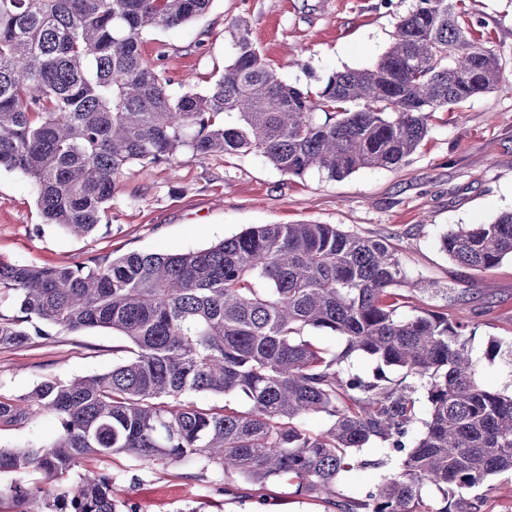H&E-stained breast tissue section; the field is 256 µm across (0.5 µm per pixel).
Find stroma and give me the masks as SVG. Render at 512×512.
Returning a JSON list of instances; mask_svg holds the SVG:
<instances>
[{
  "instance_id": "stroma-1",
  "label": "stroma",
  "mask_w": 512,
  "mask_h": 512,
  "mask_svg": "<svg viewBox=\"0 0 512 512\" xmlns=\"http://www.w3.org/2000/svg\"><path fill=\"white\" fill-rule=\"evenodd\" d=\"M415 0H213L183 25L142 35V54L172 79L170 90L203 92L233 57L230 27L247 19L251 37L290 84L319 89L333 74L373 65L388 50L399 16ZM473 39L502 63V87L436 114L428 135L396 169L363 168L332 180L312 170L282 174L257 154L182 152L149 171L122 174L106 226L75 237L44 224L32 182L0 171V262L70 266L129 252L210 247L259 224H335L398 249L409 278L448 291V314L474 330L484 384L512 388V362L490 356L494 337L512 336V259L475 273L442 251L444 233L488 224L512 210V0H464ZM126 339L94 328L0 349V397L19 399L41 382L111 370ZM82 470L112 475L123 512H333L284 480L225 485L217 468L144 465L126 454L89 459Z\"/></svg>"
}]
</instances>
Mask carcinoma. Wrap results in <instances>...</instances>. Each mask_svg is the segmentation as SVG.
I'll return each mask as SVG.
<instances>
[{"label": "carcinoma", "instance_id": "cac0c4a2", "mask_svg": "<svg viewBox=\"0 0 512 512\" xmlns=\"http://www.w3.org/2000/svg\"><path fill=\"white\" fill-rule=\"evenodd\" d=\"M212 0H0V170L29 177L46 224L83 236L108 218L118 178L215 153L266 158L300 177L336 180L397 168L437 112L501 83L498 54L469 39L454 0H416L369 69L339 72L313 92L283 81L231 25L233 57L205 92L169 91L141 53L144 31L185 24ZM458 265L489 271L512 258V211L442 236ZM395 248L334 224H261L186 253L131 252L53 268L0 263V349L48 329L110 328L128 341L112 370L49 380L0 398V430L39 415L57 422L42 446L0 448V503L33 511L122 512L106 472L70 481L89 457L213 465L226 478L285 479L336 512H482L474 490L512 475V392L487 389L467 325L413 303ZM326 330L341 351L304 332ZM377 362L369 378L352 368ZM402 372L395 383L384 373ZM429 418L419 422L418 394ZM199 394L239 396L203 407ZM323 415L318 430L305 425ZM396 462L369 490L340 478ZM428 488L442 503L423 496Z\"/></svg>", "mask_w": 512, "mask_h": 512}]
</instances>
